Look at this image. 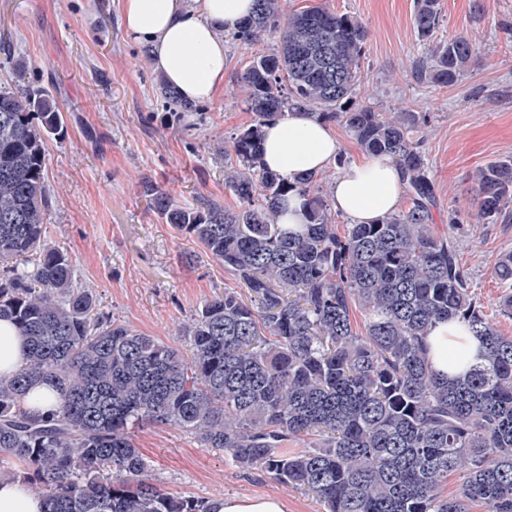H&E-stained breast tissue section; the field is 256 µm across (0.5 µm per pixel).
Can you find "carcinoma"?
<instances>
[{"mask_svg":"<svg viewBox=\"0 0 512 512\" xmlns=\"http://www.w3.org/2000/svg\"><path fill=\"white\" fill-rule=\"evenodd\" d=\"M229 33L251 50L240 74L251 121L230 136L224 182L237 199L183 206L160 186L151 208L189 235L246 290L206 301L181 326L190 356L112 319L47 240L46 142L63 132L53 98L0 86V319L25 336V366L0 375V480L33 472L44 512H212L211 501L149 482L136 425L177 427L316 497L326 512H512V336L477 305L453 239L435 230V185L414 137L416 112L357 102L368 31L323 4L289 10L255 0ZM424 79L455 84L476 58L446 34L441 0H415ZM275 45L259 48L265 36ZM302 108L339 122L368 154L401 167L404 209L339 231L319 175L290 183L261 168L267 121ZM486 220H512V157L473 176ZM304 201L306 223H278ZM363 316L357 329L354 312ZM457 321L483 345L481 362L433 371L426 336ZM37 380L59 392L49 416L25 407ZM311 437L298 452L288 439ZM463 475L451 496L448 476Z\"/></svg>","mask_w":512,"mask_h":512,"instance_id":"carcinoma-1","label":"carcinoma"}]
</instances>
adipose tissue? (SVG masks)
Listing matches in <instances>:
<instances>
[{"label":"adipose tissue","instance_id":"obj_1","mask_svg":"<svg viewBox=\"0 0 512 512\" xmlns=\"http://www.w3.org/2000/svg\"><path fill=\"white\" fill-rule=\"evenodd\" d=\"M254 0H121L129 39L146 47L155 69L190 102L213 100L224 88L226 52L221 30H234ZM263 161L288 180L327 170L336 162L334 131L302 109L265 128ZM403 194L401 175L387 157L369 156L344 166L332 181L331 203L353 224H372L395 211ZM433 369L448 375L452 354L466 349L478 361L482 345L455 322H439L427 338Z\"/></svg>","mask_w":512,"mask_h":512}]
</instances>
